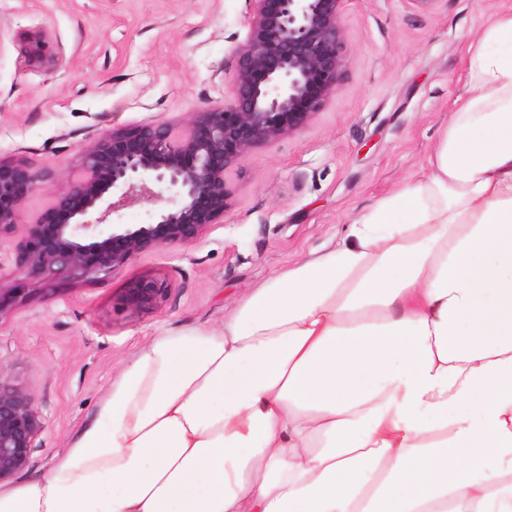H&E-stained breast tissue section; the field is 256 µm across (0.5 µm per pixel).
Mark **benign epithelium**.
<instances>
[{
  "label": "benign epithelium",
  "instance_id": "7a95c632",
  "mask_svg": "<svg viewBox=\"0 0 512 512\" xmlns=\"http://www.w3.org/2000/svg\"><path fill=\"white\" fill-rule=\"evenodd\" d=\"M344 2L249 0L230 97L181 126L135 125L94 139L82 149V178L57 187L29 224L21 222L25 204L49 174L23 159H0V242L13 244V284L0 283V312L23 297L27 281L100 279L141 252L194 242L223 218L227 172L256 146L300 131L337 90L347 66ZM23 53L31 66L53 63L45 32L29 35ZM167 195L178 204L158 208L153 223L109 222L135 201L157 204ZM167 291L163 281L138 279L125 304L151 311ZM44 428L33 395L0 366V482L26 466Z\"/></svg>",
  "mask_w": 512,
  "mask_h": 512
}]
</instances>
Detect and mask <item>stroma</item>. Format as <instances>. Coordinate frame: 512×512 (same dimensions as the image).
I'll list each match as a JSON object with an SVG mask.
<instances>
[{
  "label": "stroma",
  "mask_w": 512,
  "mask_h": 512,
  "mask_svg": "<svg viewBox=\"0 0 512 512\" xmlns=\"http://www.w3.org/2000/svg\"><path fill=\"white\" fill-rule=\"evenodd\" d=\"M509 10L512 0H346L348 65L337 90L302 130L228 172L223 219L113 275L31 284L1 312L0 365L46 422L17 479L48 469L139 348L175 328L219 327L247 289L321 251L361 210L420 176L455 99L471 90L470 40L490 14ZM249 15L248 0H0V158L52 174L23 222L80 178L91 140L182 122L227 99ZM39 29L54 67L24 61V39ZM141 278L168 285L155 310L123 302Z\"/></svg>",
  "instance_id": "35a3bbf8"
}]
</instances>
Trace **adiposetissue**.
Listing matches in <instances>:
<instances>
[{
  "label": "adipose tissue",
  "instance_id": "obj_1",
  "mask_svg": "<svg viewBox=\"0 0 512 512\" xmlns=\"http://www.w3.org/2000/svg\"><path fill=\"white\" fill-rule=\"evenodd\" d=\"M427 173L124 365L0 512H512V11Z\"/></svg>",
  "mask_w": 512,
  "mask_h": 512
}]
</instances>
